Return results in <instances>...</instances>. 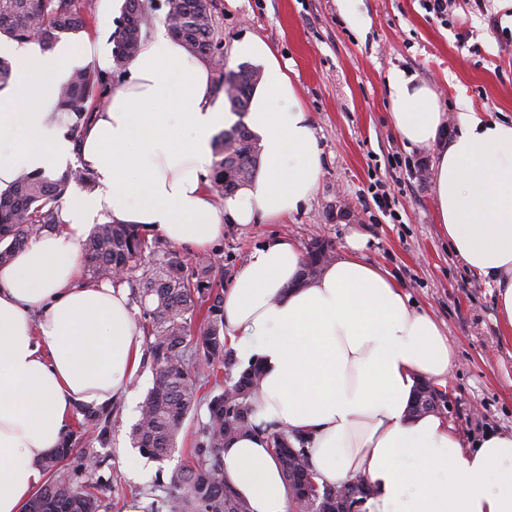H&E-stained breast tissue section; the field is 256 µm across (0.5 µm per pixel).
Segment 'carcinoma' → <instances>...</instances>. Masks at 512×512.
Returning a JSON list of instances; mask_svg holds the SVG:
<instances>
[{
    "label": "carcinoma",
    "instance_id": "1",
    "mask_svg": "<svg viewBox=\"0 0 512 512\" xmlns=\"http://www.w3.org/2000/svg\"><path fill=\"white\" fill-rule=\"evenodd\" d=\"M167 7L168 30L191 53L204 59L222 57L221 27L208 0H167ZM91 11L92 0L81 4L78 0H0V36L20 43L33 40L43 51H51L63 36L84 28ZM150 24L143 0H124L122 17L112 34L116 67L134 59ZM257 73L256 68L241 65L220 76L218 89L224 91L231 112L242 115L248 111ZM109 92L96 68L78 69L59 85L56 110L78 135L96 109L94 103ZM214 156L210 189L223 199L254 177L259 166L255 134L241 122L234 124L215 137ZM73 182L94 188L91 173L82 168L55 177L43 171H22L9 188L0 191V265L31 240L55 229L63 198ZM83 253L90 278L130 288L145 321L153 385L131 431L133 446L150 458L169 456L184 421L195 413L201 400H207V421L199 428L187 464L172 474L171 491L150 502L145 512H250L249 504L224 483L220 451L225 441L256 430L268 435L299 509L310 500L316 502L317 512H343L348 503L363 507L372 493L363 477L343 483L356 492L350 502L336 498L334 488L308 486L301 476L315 473L302 436L256 422L252 398L262 371L256 363L239 367L236 350L224 337L223 294L213 291L186 266L185 254L160 250L136 225L112 221L94 227L83 244ZM330 259L327 246L313 243L305 263L315 269L305 274L316 276ZM191 355L201 363L193 374L185 366ZM205 388L208 392L203 395ZM79 414L81 432L104 435L110 409L81 407ZM71 451L66 438L57 452L43 461L47 478L27 503L30 512H99L97 492L102 481L95 478L94 469L67 467L65 460Z\"/></svg>",
    "mask_w": 512,
    "mask_h": 512
}]
</instances>
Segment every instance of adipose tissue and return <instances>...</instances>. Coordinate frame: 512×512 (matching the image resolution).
<instances>
[{
    "mask_svg": "<svg viewBox=\"0 0 512 512\" xmlns=\"http://www.w3.org/2000/svg\"><path fill=\"white\" fill-rule=\"evenodd\" d=\"M15 75L0 109V191L20 171L61 170L73 156L95 188L63 203L57 230L0 266V512H23L45 481L79 406L131 393L142 359L127 289L82 277L81 243L94 222L136 224L195 251L224 236V221L272 222L307 206L322 167L308 112L261 37L231 55L262 67L246 123L262 163L248 185L216 205L208 188L212 142L230 119L207 64L155 31L112 86L107 107L72 139L56 112L69 46L11 48ZM388 120L409 146L434 153L437 221L448 248L497 288L512 333V122L471 109L446 123L438 94L400 69L387 77ZM349 248L312 279L298 244L255 249L222 304L224 334L259 362L257 422L303 434L319 481L363 477L365 512H512V432L463 447L435 413L409 407L423 382H445L454 352L433 314L416 307L385 268ZM224 481L251 512H292L293 497L266 435L227 441Z\"/></svg>",
    "mask_w": 512,
    "mask_h": 512,
    "instance_id": "adipose-tissue-1",
    "label": "adipose tissue"
}]
</instances>
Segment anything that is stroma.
<instances>
[{
    "instance_id": "stroma-1",
    "label": "stroma",
    "mask_w": 512,
    "mask_h": 512,
    "mask_svg": "<svg viewBox=\"0 0 512 512\" xmlns=\"http://www.w3.org/2000/svg\"><path fill=\"white\" fill-rule=\"evenodd\" d=\"M365 19L355 29L337 0H212L225 45L257 35L275 50L309 113L322 151L317 190L308 207L276 224L226 222L223 240L209 255L223 262L212 288L229 286L249 254L279 236L308 248L328 244L332 255L348 248L352 234L365 240L366 260L389 270L412 300L438 320L455 352V367L442 391L440 414L470 443L489 431H512V338L495 320L494 286L482 283L449 252L435 215L431 177L413 172L419 157L387 118L386 77L398 68L437 90L442 109L470 106L486 118L512 121V45L493 22L512 28V9L499 0H451L447 22L421 0H354ZM119 17L116 0H94L82 31L65 36L73 49L71 69L86 67L84 41L110 43ZM390 194V212L375 206V189ZM152 385L142 364L133 395L114 403L103 439H79L74 453L93 448L102 480L100 512H142L161 496L172 473L188 461L206 405L184 423L171 456L156 460L133 448L130 432Z\"/></svg>"
}]
</instances>
